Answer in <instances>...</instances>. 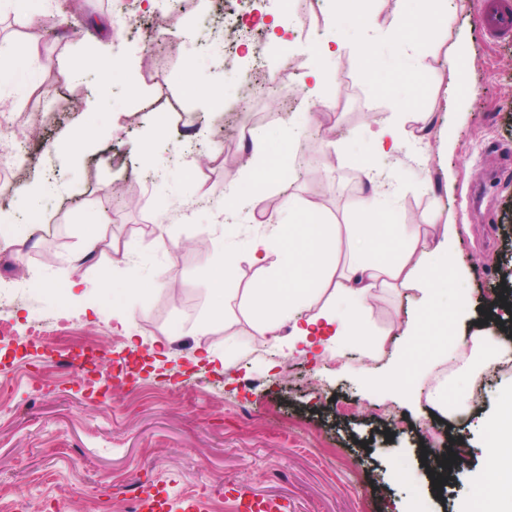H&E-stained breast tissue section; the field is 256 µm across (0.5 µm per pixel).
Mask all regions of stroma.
Listing matches in <instances>:
<instances>
[{
    "label": "stroma",
    "instance_id": "stroma-1",
    "mask_svg": "<svg viewBox=\"0 0 512 512\" xmlns=\"http://www.w3.org/2000/svg\"><path fill=\"white\" fill-rule=\"evenodd\" d=\"M481 6L468 0L465 10L430 21L412 44L415 95L402 83L371 86L353 49L366 39L389 56L403 0H378L383 23L366 31L335 21L334 0L286 7L280 0H155L151 11L128 14L118 0H76L66 17L60 0H51L46 14L59 22L42 35L13 2L0 8V42L19 47L38 36L41 75L26 95L0 89V122L28 110L41 115L28 145L31 164L0 171V209L17 210L15 189L37 183L44 216L20 227L23 261L0 250V323L31 339L18 352L0 345V512H133L141 484L163 490L173 507L194 496L202 512H237L235 489L285 503L286 512H404L420 495L428 512H460L478 483L494 481L486 446L512 393V370L488 367L485 348L459 353L468 335L512 343V37L485 35ZM254 15L261 37L246 36L236 68L225 70L229 45L216 31L225 18ZM96 41L135 61L147 103L101 79L84 50ZM324 43L337 54L323 62L317 49ZM451 49L457 75L445 63ZM318 64L325 82L315 91L304 80ZM189 66L223 83V109L181 81ZM251 81L285 88L287 108L260 97L242 110ZM398 111L417 113L426 139L402 143L393 155L374 152L372 131ZM86 122L97 128L91 149L56 154ZM244 128L269 150H290L289 177L267 189L268 213H280L291 196L347 224L373 193L397 224L453 218V251H439L433 238L427 249L438 264L460 268L464 283L436 281L428 314L419 291L384 289L372 303L368 338L343 336L324 347L281 352L238 308L227 325L200 331L215 301V244L243 252L262 231L248 205L218 214L229 171L224 152L241 149ZM145 142L146 163L138 154ZM193 158L195 180L184 173ZM105 191L122 204L87 256L84 240L96 229L85 218L100 209ZM130 242L136 251L127 257L120 248ZM131 269L148 288L121 324L102 289L123 287ZM71 281L82 307L66 314L50 288ZM461 299L470 310L464 336L423 340L417 385L404 395L386 388L406 325L426 317L447 326ZM59 316L68 321L67 348L31 338L34 325ZM206 347L225 352L226 363L201 362ZM446 379L467 390L460 416H441L422 393L423 383L435 388ZM456 450L461 463L435 484L428 459ZM403 463L414 483L396 479Z\"/></svg>",
    "mask_w": 512,
    "mask_h": 512
}]
</instances>
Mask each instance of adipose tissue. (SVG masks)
Returning <instances> with one entry per match:
<instances>
[{"label":"adipose tissue","mask_w":512,"mask_h":512,"mask_svg":"<svg viewBox=\"0 0 512 512\" xmlns=\"http://www.w3.org/2000/svg\"><path fill=\"white\" fill-rule=\"evenodd\" d=\"M418 18L395 26L392 37L401 47L384 62H377L371 45L357 44L356 50L366 64V77L382 86L394 78H405L408 85L419 84L417 70L407 53L409 27L419 26ZM236 176L227 181L225 210H233L241 198H248L253 208H261L268 182L282 178L286 170L285 154L269 153L261 140L251 142L243 154ZM289 223L267 224L266 231L253 239L245 256L222 253L224 274L214 279L211 290L218 300L208 314V322H225L237 298H244L252 321L273 347L293 348L326 333L340 336L368 333L371 303L383 288H408L430 296L425 270L431 263L429 252L420 244L426 232L442 233V249H449L452 225L394 224L381 209L376 195L364 197L357 220L347 225L324 220L315 206L299 205L294 199L284 202ZM352 245L348 260L338 264L336 256L342 240ZM279 245L277 264H269L270 242ZM256 266L259 275L244 293L227 287L226 282L239 260ZM331 287L328 298H321L323 287ZM289 335H282V328ZM487 467L495 472L494 482L482 485L466 512H512V397L503 400L491 436Z\"/></svg>","instance_id":"adipose-tissue-1"}]
</instances>
